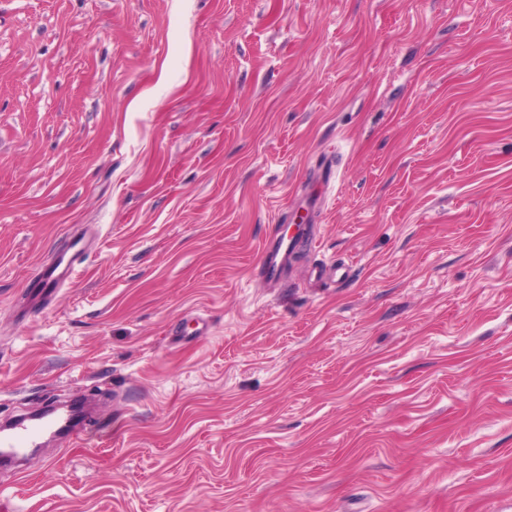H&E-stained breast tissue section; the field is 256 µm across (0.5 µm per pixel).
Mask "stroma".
<instances>
[{
	"label": "stroma",
	"instance_id": "obj_1",
	"mask_svg": "<svg viewBox=\"0 0 512 512\" xmlns=\"http://www.w3.org/2000/svg\"><path fill=\"white\" fill-rule=\"evenodd\" d=\"M90 393L11 512H512V0H0V421ZM287 236L274 226L261 246L260 270L274 282L288 279L290 255ZM66 255H57L41 266L38 278L28 286L32 301L41 302L46 298L48 289L62 288L72 281L77 256L66 258Z\"/></svg>",
	"mask_w": 512,
	"mask_h": 512
}]
</instances>
